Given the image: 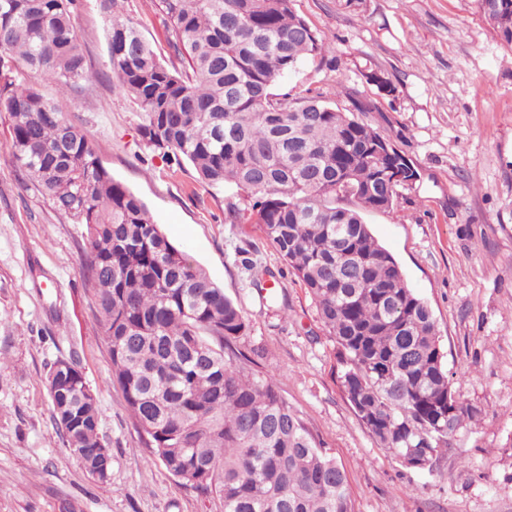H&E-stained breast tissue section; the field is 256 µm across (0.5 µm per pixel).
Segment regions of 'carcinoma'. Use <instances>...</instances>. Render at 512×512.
Returning a JSON list of instances; mask_svg holds the SVG:
<instances>
[{"mask_svg": "<svg viewBox=\"0 0 512 512\" xmlns=\"http://www.w3.org/2000/svg\"><path fill=\"white\" fill-rule=\"evenodd\" d=\"M74 0H0V113L11 155L90 243L82 271L94 284L112 384L153 458L190 487L216 494L224 512H354L344 469L236 342L249 323L238 304L176 249L145 204L113 179L34 73L63 94L89 79L72 22ZM122 0H98L112 91L143 112L146 146L186 161L259 229L314 301L337 347L340 388L358 419L402 465L448 452L479 412L451 390L434 315L409 288L365 214L396 204L401 184L379 159V132L320 95L272 88L326 52L294 0H158L181 66L163 61ZM512 47V0H476ZM48 374L53 420L71 454L104 480L101 412L73 361Z\"/></svg>", "mask_w": 512, "mask_h": 512, "instance_id": "obj_1", "label": "carcinoma"}]
</instances>
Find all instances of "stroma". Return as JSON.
I'll return each instance as SVG.
<instances>
[{"instance_id":"35a3bbf8","label":"stroma","mask_w":512,"mask_h":512,"mask_svg":"<svg viewBox=\"0 0 512 512\" xmlns=\"http://www.w3.org/2000/svg\"><path fill=\"white\" fill-rule=\"evenodd\" d=\"M330 44L277 81L275 93L325 92L405 154L418 172L393 208L366 214L410 288L436 319L452 390L480 412L433 470L406 469L358 420L337 379L335 345L315 303L258 225L231 223L234 189L199 182L148 149L141 112L112 90L97 0H77L73 23L92 80L56 96L115 180L139 197L168 240L238 303L249 330L238 346L333 449L355 512H512V47L475 0H295ZM123 18L166 60L173 50L153 0H124ZM378 72L395 88L379 92ZM85 228L63 220L11 160L0 114V512H223L154 461L111 381L109 344L81 263ZM276 279L280 302L254 282ZM76 360L97 397L112 454L107 481L68 451L51 413L47 375Z\"/></svg>"}]
</instances>
